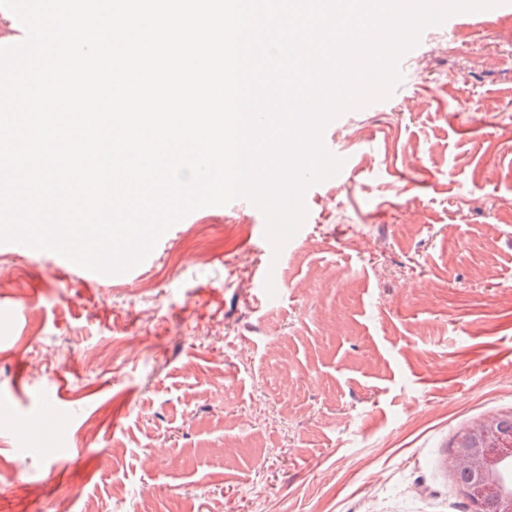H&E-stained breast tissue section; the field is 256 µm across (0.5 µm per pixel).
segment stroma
I'll use <instances>...</instances> for the list:
<instances>
[{
  "label": "stroma",
  "mask_w": 512,
  "mask_h": 512,
  "mask_svg": "<svg viewBox=\"0 0 512 512\" xmlns=\"http://www.w3.org/2000/svg\"><path fill=\"white\" fill-rule=\"evenodd\" d=\"M400 71L325 127L283 251L236 202L120 274L0 243V512H468L456 436L512 412V5ZM71 415L54 398L44 402L39 415V426L49 436L64 441Z\"/></svg>",
  "instance_id": "1"
}]
</instances>
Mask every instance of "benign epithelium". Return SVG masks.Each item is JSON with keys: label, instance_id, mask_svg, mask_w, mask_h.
I'll use <instances>...</instances> for the list:
<instances>
[{"label": "benign epithelium", "instance_id": "1", "mask_svg": "<svg viewBox=\"0 0 512 512\" xmlns=\"http://www.w3.org/2000/svg\"><path fill=\"white\" fill-rule=\"evenodd\" d=\"M507 417L491 414L464 428L450 455L454 475L465 474L470 484L464 496L473 512H512V481L504 477L512 464V430H504Z\"/></svg>", "mask_w": 512, "mask_h": 512}]
</instances>
